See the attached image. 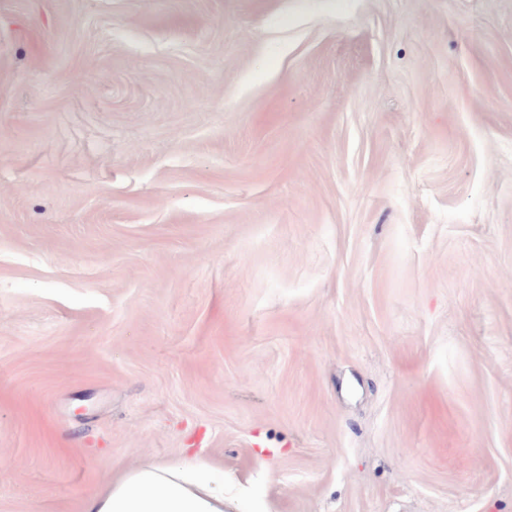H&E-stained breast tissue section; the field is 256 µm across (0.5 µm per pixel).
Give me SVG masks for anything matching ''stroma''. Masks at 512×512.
Segmentation results:
<instances>
[{"label": "stroma", "instance_id": "35a3bbf8", "mask_svg": "<svg viewBox=\"0 0 512 512\" xmlns=\"http://www.w3.org/2000/svg\"><path fill=\"white\" fill-rule=\"evenodd\" d=\"M187 453L512 512V0H0V512Z\"/></svg>", "mask_w": 512, "mask_h": 512}]
</instances>
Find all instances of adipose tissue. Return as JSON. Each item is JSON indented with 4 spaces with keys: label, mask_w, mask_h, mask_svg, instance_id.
<instances>
[{
    "label": "adipose tissue",
    "mask_w": 512,
    "mask_h": 512,
    "mask_svg": "<svg viewBox=\"0 0 512 512\" xmlns=\"http://www.w3.org/2000/svg\"><path fill=\"white\" fill-rule=\"evenodd\" d=\"M84 512H224V479L196 456L152 463L89 496Z\"/></svg>",
    "instance_id": "ef3b65f1"
}]
</instances>
